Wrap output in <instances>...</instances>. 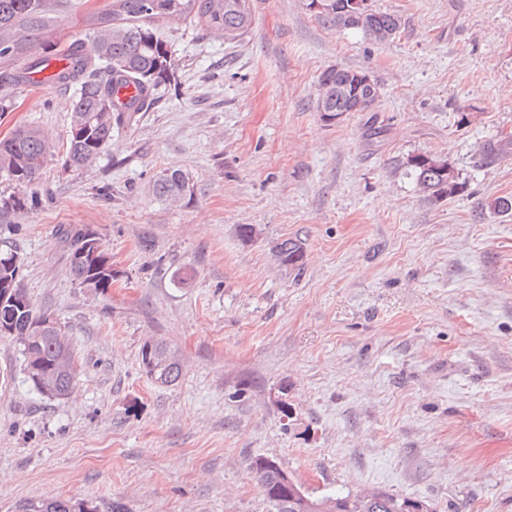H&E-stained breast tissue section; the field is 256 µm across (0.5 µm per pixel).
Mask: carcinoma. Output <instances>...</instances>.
Instances as JSON below:
<instances>
[{"label":"carcinoma","mask_w":512,"mask_h":512,"mask_svg":"<svg viewBox=\"0 0 512 512\" xmlns=\"http://www.w3.org/2000/svg\"><path fill=\"white\" fill-rule=\"evenodd\" d=\"M342 0H328L329 9L316 13L323 22L344 29H357L367 37L384 42L397 34L401 26L395 14L370 10L360 19L351 20L336 12ZM239 0H112L96 14L93 32L72 41L64 57L69 66L58 74L63 84L79 85L72 102L65 166L80 169L94 162L112 138V131L136 122L148 111L170 81L172 55L166 40L156 30L159 22L191 18L207 30L243 35L252 23L251 11L237 8ZM46 12V0H0V58L26 55L23 67L0 71V112L12 107L10 88L30 75L50 67L52 57L37 53L36 31ZM358 71L341 66L328 67L318 78L317 105L336 111L366 112L378 96L365 91L354 93ZM133 89L122 99L119 92ZM48 138L37 128L20 126L0 139V173L16 185L31 189L41 179L50 152ZM429 156L407 159L406 168L415 177L422 193L430 201L453 198L463 190L453 169L445 160L427 163ZM189 185L179 170H164L154 182L161 198L179 195ZM36 203L31 195H14L0 200V212L21 210ZM92 233L80 232L69 247L68 259L75 280L87 288L102 292L112 287V256L101 249L94 261L78 262ZM277 261L291 270L304 265L303 243L297 239L279 240L273 246ZM10 293L16 303L0 306V319H9L17 327L11 335L21 347L29 381H34L32 366L41 365L48 372L62 347H71L62 329L46 333L37 341L26 334L27 324L43 316L35 310L19 278V267L0 265V294ZM141 362L148 377L169 386L180 377L181 366L159 342H146L141 348ZM250 469L260 485L270 512H411L417 500L387 492H374L371 498L361 494L317 497L305 493L299 497L285 487L281 467L275 461L256 457ZM86 502L52 500L33 507V512H84Z\"/></svg>","instance_id":"obj_1"}]
</instances>
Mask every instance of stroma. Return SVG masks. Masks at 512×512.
I'll list each match as a JSON object with an SVG mask.
<instances>
[{
	"label": "stroma",
	"mask_w": 512,
	"mask_h": 512,
	"mask_svg": "<svg viewBox=\"0 0 512 512\" xmlns=\"http://www.w3.org/2000/svg\"><path fill=\"white\" fill-rule=\"evenodd\" d=\"M105 2L49 0V54ZM371 6L401 17L391 40L302 0H252L232 41L159 24L170 86L78 170L63 165L75 86L13 87L0 137L28 124L56 150L37 204L0 216V249L66 327L78 372L71 395H40L0 339V512H267L257 456L319 497L512 512V214L484 207L512 197V0ZM336 65L378 82L372 111H318ZM417 154L447 159L464 191L427 201L405 167ZM167 169L190 180L175 206L152 191ZM70 229L100 237L111 288L73 280ZM287 237L302 272L273 255ZM148 341L176 356L179 382L147 377Z\"/></svg>",
	"instance_id": "1"
}]
</instances>
